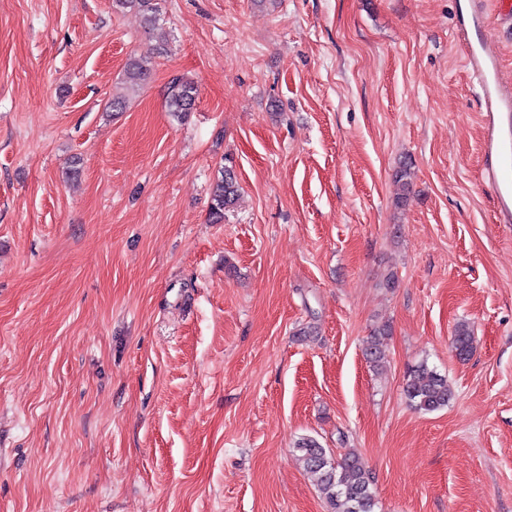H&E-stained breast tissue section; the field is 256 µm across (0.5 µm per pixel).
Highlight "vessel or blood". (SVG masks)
<instances>
[{"label":"vessel or blood","instance_id":"obj_1","mask_svg":"<svg viewBox=\"0 0 512 512\" xmlns=\"http://www.w3.org/2000/svg\"><path fill=\"white\" fill-rule=\"evenodd\" d=\"M456 22L465 60L478 88L483 122V180L494 198L496 223L512 224V89L500 81L497 41L479 0H466Z\"/></svg>","mask_w":512,"mask_h":512}]
</instances>
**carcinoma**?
<instances>
[{"label":"carcinoma","mask_w":512,"mask_h":512,"mask_svg":"<svg viewBox=\"0 0 512 512\" xmlns=\"http://www.w3.org/2000/svg\"><path fill=\"white\" fill-rule=\"evenodd\" d=\"M118 9H133L140 13L148 29L159 27V10L155 0H113ZM168 51L167 42L161 41L148 55L134 56L126 64L124 78L132 91L149 77L152 59L155 54ZM198 99L196 83L182 77L175 78L167 88L165 102L167 111L178 118H184L195 110ZM411 179V166L404 163L395 172L397 186L395 205L403 206L408 200ZM239 185L233 170L224 168L212 191L210 215L213 221L224 220V212L230 210L237 201ZM386 329H380L366 348V357L375 367L382 366L384 351L382 337ZM474 345V337L468 324L456 326L452 336V347L461 359L468 357ZM404 394L414 409L431 413L448 406L453 392L448 380L436 369L423 362L413 367L406 375ZM298 460L303 468L315 479L316 484L329 505L330 512H375L377 501L373 490V478L363 459L355 451L349 450L335 458L321 444L305 437L295 447Z\"/></svg>","instance_id":"carcinoma-1"}]
</instances>
